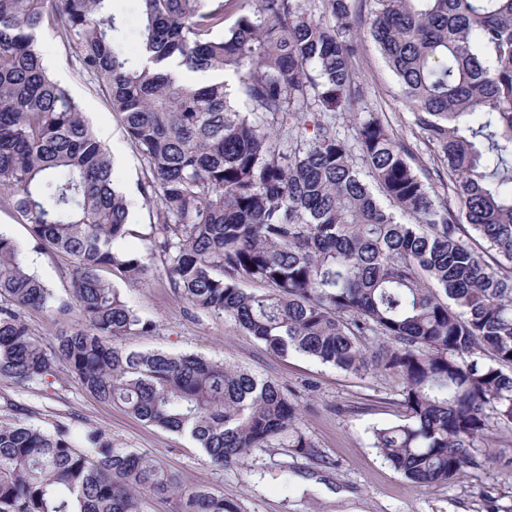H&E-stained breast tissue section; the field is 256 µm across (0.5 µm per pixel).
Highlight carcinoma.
I'll list each match as a JSON object with an SVG mask.
<instances>
[{"mask_svg":"<svg viewBox=\"0 0 512 512\" xmlns=\"http://www.w3.org/2000/svg\"><path fill=\"white\" fill-rule=\"evenodd\" d=\"M109 2L0 0V205L72 271L58 302L0 234V379L32 388L63 369L99 400L190 436L220 468L275 440L320 455L277 382L121 345L155 323L100 271L146 282L151 268L115 247L130 203L108 148L43 64L37 37L51 27L143 159L140 193L180 300L280 356L392 374L401 418L373 428V447L415 486L493 466L475 441L492 417L512 428V0H379L371 17L352 0H141L135 61ZM363 27L431 172L374 116L351 141L338 130L365 98ZM184 68L219 78L188 85ZM56 302L80 322L44 343L18 310ZM146 496L175 498V512H230L224 496L180 487L101 430L77 439L62 424L0 420V512H143Z\"/></svg>","mask_w":512,"mask_h":512,"instance_id":"cac0c4a2","label":"carcinoma"}]
</instances>
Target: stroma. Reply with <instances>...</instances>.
Here are the masks:
<instances>
[{
    "instance_id": "obj_1",
    "label": "stroma",
    "mask_w": 512,
    "mask_h": 512,
    "mask_svg": "<svg viewBox=\"0 0 512 512\" xmlns=\"http://www.w3.org/2000/svg\"><path fill=\"white\" fill-rule=\"evenodd\" d=\"M355 69L367 88L362 110L372 113L397 138L413 144L422 169L433 155L412 124L396 77L369 35L358 39ZM39 48L46 67L82 107L91 127L112 156V182L130 200V234L123 250L152 263L155 275L145 284L122 282L130 305L156 329L123 341L134 351L195 354L240 366L285 386L304 409L302 429L321 457L312 459L289 449L259 448L244 464L214 467L208 455L184 436L147 425L122 407L98 400L67 372L51 384L24 389L0 380V420H20L46 431L69 424L73 434L99 428L113 443L150 453L164 468L176 472L187 487L206 486L222 494L232 512H512V428L489 422L478 441L500 458L497 467L468 472L449 485L415 486L391 468L373 448V427L399 420L391 400L399 388L386 373L360 376L312 358L280 357L233 323L198 312L172 293L162 258L155 246V214L145 206L140 184L144 163L126 135L119 114L77 76L66 60L64 36L43 30ZM0 233L23 249L27 270L59 296L70 288L65 257L36 250L27 225L0 208Z\"/></svg>"
}]
</instances>
